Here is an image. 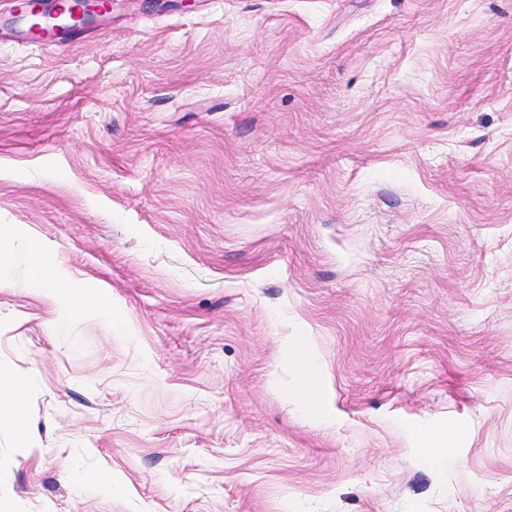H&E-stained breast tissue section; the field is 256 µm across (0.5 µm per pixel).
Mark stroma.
I'll return each mask as SVG.
<instances>
[{"instance_id": "1", "label": "stroma", "mask_w": 512, "mask_h": 512, "mask_svg": "<svg viewBox=\"0 0 512 512\" xmlns=\"http://www.w3.org/2000/svg\"><path fill=\"white\" fill-rule=\"evenodd\" d=\"M17 2L0 512H512V0ZM70 12L62 9L59 0H28L32 5L31 15L35 17L33 29L45 30L51 28H77L87 23L94 10L99 9L102 0H73ZM51 5H48V4ZM45 25V26H43ZM29 267L32 282L40 287L55 282L56 262L53 256L43 253L35 245L29 253ZM293 364L298 374L294 397L303 404L315 406L319 402V392L314 381V373L303 362L298 353L293 356Z\"/></svg>"}]
</instances>
